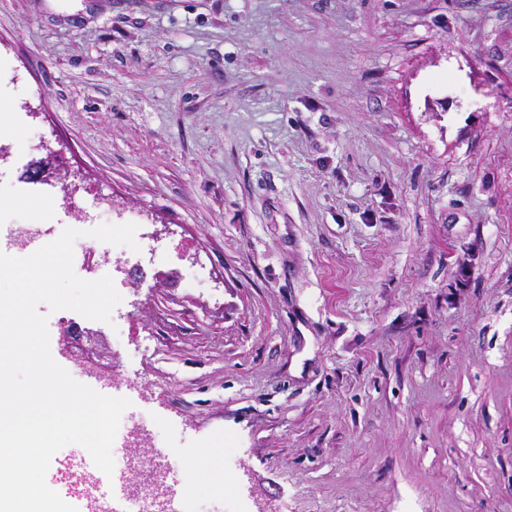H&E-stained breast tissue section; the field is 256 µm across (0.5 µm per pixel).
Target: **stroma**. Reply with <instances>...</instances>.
<instances>
[{"label":"stroma","mask_w":512,"mask_h":512,"mask_svg":"<svg viewBox=\"0 0 512 512\" xmlns=\"http://www.w3.org/2000/svg\"><path fill=\"white\" fill-rule=\"evenodd\" d=\"M0 104V225L143 224L104 365L39 311L208 512H512V0H0Z\"/></svg>","instance_id":"obj_1"}]
</instances>
